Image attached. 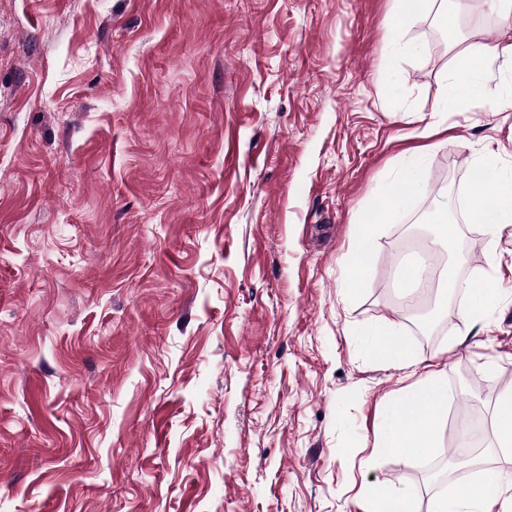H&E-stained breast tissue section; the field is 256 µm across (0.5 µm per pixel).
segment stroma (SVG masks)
I'll return each mask as SVG.
<instances>
[{"label":"stroma","instance_id":"stroma-1","mask_svg":"<svg viewBox=\"0 0 512 512\" xmlns=\"http://www.w3.org/2000/svg\"><path fill=\"white\" fill-rule=\"evenodd\" d=\"M448 10L402 31L392 0H0V512H375L380 489L428 512L474 479L448 459L474 420L505 466L512 237L457 228L477 251L440 256L501 297L471 328L456 294L430 338L390 262L456 193L439 167L512 169V64L497 111L443 94L451 34L512 31ZM418 156L351 288L364 212ZM384 318L458 410L411 461L374 447L407 384L369 349ZM423 191L420 167L418 164H411L401 168L392 179L382 185L381 195L388 207L399 208L406 199L417 197ZM495 413L497 417L496 443L501 449L512 448V388L505 389L496 397Z\"/></svg>","mask_w":512,"mask_h":512}]
</instances>
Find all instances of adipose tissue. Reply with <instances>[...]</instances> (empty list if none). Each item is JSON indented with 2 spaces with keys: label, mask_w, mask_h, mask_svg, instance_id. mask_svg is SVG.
Returning a JSON list of instances; mask_svg holds the SVG:
<instances>
[{
  "label": "adipose tissue",
  "mask_w": 512,
  "mask_h": 512,
  "mask_svg": "<svg viewBox=\"0 0 512 512\" xmlns=\"http://www.w3.org/2000/svg\"><path fill=\"white\" fill-rule=\"evenodd\" d=\"M455 66L444 77V98L455 111L481 100L488 101L484 78L502 62L512 63V39L493 45L462 40L452 44ZM424 183L419 165L401 168L385 182L381 195L388 207H401L406 199L422 194ZM466 221L479 224L490 240L512 233V173L495 163L479 160L467 189ZM384 216L383 210L370 212L354 238L353 261L348 269L352 287H362L368 271L367 259ZM371 351L399 368L414 366L412 339L400 322L384 319L368 331ZM448 402V386L434 375L408 385L390 404L377 433L375 448L406 459L428 454L436 445L438 423ZM512 502V468L477 471L473 489L441 496L430 512H500Z\"/></svg>",
  "instance_id": "adipose-tissue-1"
}]
</instances>
